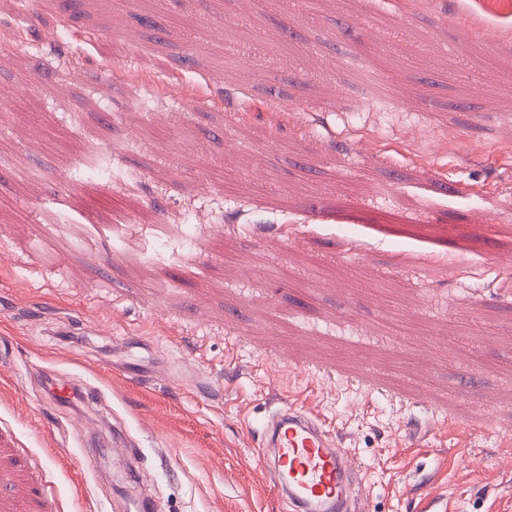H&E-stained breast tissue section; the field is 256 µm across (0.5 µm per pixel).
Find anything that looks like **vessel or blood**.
<instances>
[{
    "label": "vessel or blood",
    "mask_w": 512,
    "mask_h": 512,
    "mask_svg": "<svg viewBox=\"0 0 512 512\" xmlns=\"http://www.w3.org/2000/svg\"><path fill=\"white\" fill-rule=\"evenodd\" d=\"M259 453L269 459L287 503L303 512H340L360 490L347 450L310 413L293 407L272 412Z\"/></svg>",
    "instance_id": "b4317fda"
}]
</instances>
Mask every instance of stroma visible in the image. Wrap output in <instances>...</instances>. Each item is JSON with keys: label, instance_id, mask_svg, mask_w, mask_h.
<instances>
[{"label": "stroma", "instance_id": "obj_1", "mask_svg": "<svg viewBox=\"0 0 512 512\" xmlns=\"http://www.w3.org/2000/svg\"><path fill=\"white\" fill-rule=\"evenodd\" d=\"M38 10L53 39L0 0V512H292L278 399L347 449L352 512H512V0ZM121 442L148 485L84 466Z\"/></svg>", "mask_w": 512, "mask_h": 512}]
</instances>
